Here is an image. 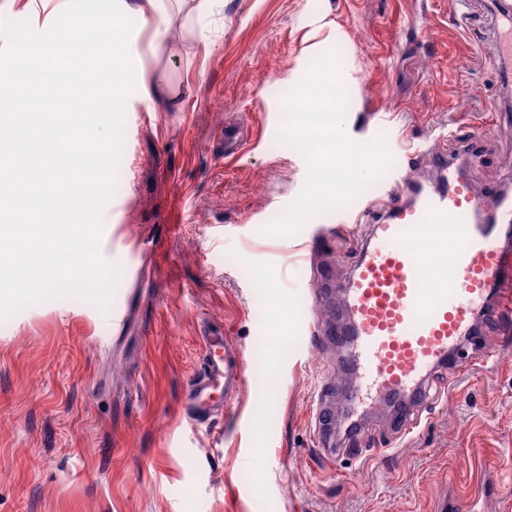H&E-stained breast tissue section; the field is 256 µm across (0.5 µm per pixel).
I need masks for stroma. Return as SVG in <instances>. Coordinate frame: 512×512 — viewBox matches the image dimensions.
Returning <instances> with one entry per match:
<instances>
[{
	"label": "stroma",
	"mask_w": 512,
	"mask_h": 512,
	"mask_svg": "<svg viewBox=\"0 0 512 512\" xmlns=\"http://www.w3.org/2000/svg\"><path fill=\"white\" fill-rule=\"evenodd\" d=\"M196 3L162 0L168 32L138 18L129 41L136 85L103 230L140 246L138 282L120 276L112 295L124 322L77 297L0 321V512H437L475 492L480 512H512V350L497 329H482L496 368L434 374L412 436L375 406L355 434L336 430L356 452L327 462L315 412L340 410L345 375L335 345L309 341L334 322L313 298L338 299L364 239L334 211L289 238L261 233L307 173L278 136L281 96L332 47L347 135L386 133L393 157L348 211L390 177L429 175L401 141L460 123L486 129L481 160L461 162L473 187L512 178V111L468 37H490L491 0H471L464 28L448 23L454 0H223L203 17ZM228 125L243 139L230 158ZM210 322L247 377L196 430L182 402Z\"/></svg>",
	"instance_id": "obj_1"
}]
</instances>
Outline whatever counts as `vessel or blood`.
Instances as JSON below:
<instances>
[{
  "label": "vessel or blood",
  "mask_w": 512,
  "mask_h": 512,
  "mask_svg": "<svg viewBox=\"0 0 512 512\" xmlns=\"http://www.w3.org/2000/svg\"><path fill=\"white\" fill-rule=\"evenodd\" d=\"M496 24L482 52L499 70L502 87L512 86V0H496ZM428 159L429 180L390 182L362 216L367 227L348 278L340 288L345 323L335 342L349 379L350 406L396 401L401 434L416 428L421 407L430 400L431 372L452 366L466 373L488 366L483 345H467L481 320L502 334L512 333V187L477 192L448 153L445 140L406 149L405 161ZM417 241L419 250L407 247ZM448 260L454 274L429 285L424 270ZM203 363L184 397L192 426L210 424L224 411V400L246 381L242 356L223 327L202 336Z\"/></svg>",
  "instance_id": "b4317fda"
}]
</instances>
